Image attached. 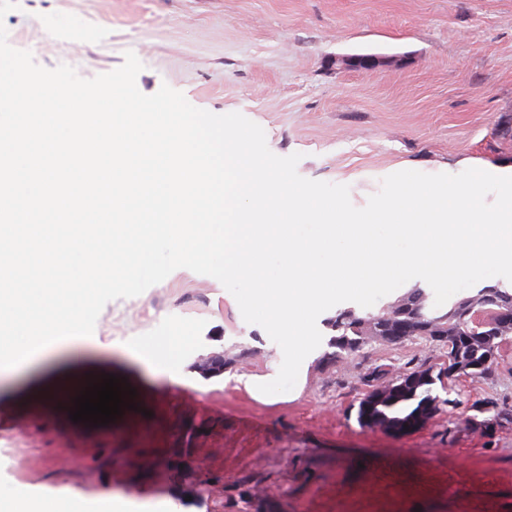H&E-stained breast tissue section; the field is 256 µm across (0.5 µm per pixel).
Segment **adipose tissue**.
<instances>
[{
  "instance_id": "obj_1",
  "label": "adipose tissue",
  "mask_w": 512,
  "mask_h": 512,
  "mask_svg": "<svg viewBox=\"0 0 512 512\" xmlns=\"http://www.w3.org/2000/svg\"><path fill=\"white\" fill-rule=\"evenodd\" d=\"M195 343L193 332L179 328L152 349L138 346L134 352L146 364L161 363L170 382L181 386L188 380L186 352ZM134 500L131 494L94 495L69 484L30 490L0 484V512H127Z\"/></svg>"
}]
</instances>
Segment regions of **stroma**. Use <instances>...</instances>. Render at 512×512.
<instances>
[{
  "label": "stroma",
  "instance_id": "35a3bbf8",
  "mask_svg": "<svg viewBox=\"0 0 512 512\" xmlns=\"http://www.w3.org/2000/svg\"><path fill=\"white\" fill-rule=\"evenodd\" d=\"M8 43L84 78L134 52L136 85H162L214 114L260 125L276 155L300 154L307 179L345 184L354 205L394 167L428 174L512 168V0H17ZM386 58L371 70L336 59ZM102 347L73 348L0 379V483L130 492L165 512H512V421L467 426L476 406L512 411V342L489 374L455 386L443 408L405 434L360 426L363 374L435 364L414 340L372 343L330 367L307 357L299 395L262 402L229 377L277 362L266 331L246 323L215 278L180 268L163 285L101 311ZM197 344L183 386L129 356L176 327ZM223 353V374L198 372ZM72 374L126 378L135 406L87 428L43 403ZM366 467H358V460Z\"/></svg>",
  "mask_w": 512,
  "mask_h": 512
}]
</instances>
